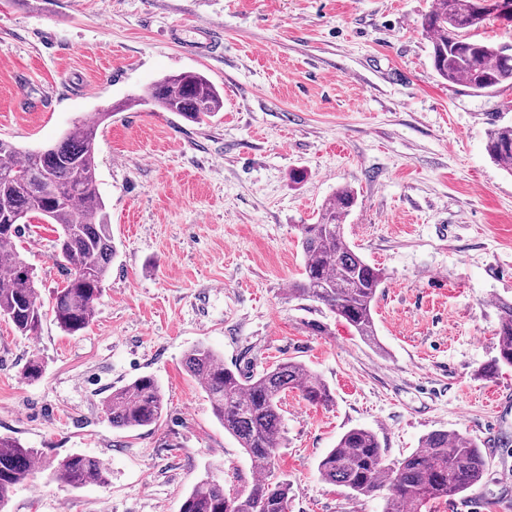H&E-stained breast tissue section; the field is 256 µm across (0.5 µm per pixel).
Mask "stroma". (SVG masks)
Segmentation results:
<instances>
[{
    "instance_id": "35a3bbf8",
    "label": "stroma",
    "mask_w": 512,
    "mask_h": 512,
    "mask_svg": "<svg viewBox=\"0 0 512 512\" xmlns=\"http://www.w3.org/2000/svg\"><path fill=\"white\" fill-rule=\"evenodd\" d=\"M433 0H0V138L57 139L97 112L99 191L117 255L90 327L53 317L19 335L0 317V434L56 460L100 459L103 485L40 478L6 512H178L206 475L246 485L253 466L212 414L184 358L197 344L257 374L304 364L333 401L284 400L274 475L289 512H382L321 480L320 458L352 428L396 461L435 430L485 450L481 483L431 512H512V369L497 354V304L512 302V175L485 150L512 123V86L477 94L439 77L422 22ZM218 23L221 55L170 43V27ZM205 75L224 108L197 125L141 102L157 80ZM355 190L353 249L386 276L375 301L380 347L340 318L289 297L303 224L337 188ZM55 225L32 219L17 247L41 296L60 286ZM44 363L29 383L31 356ZM155 376L154 426H112V389Z\"/></svg>"
}]
</instances>
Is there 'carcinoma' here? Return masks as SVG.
Masks as SVG:
<instances>
[{
    "label": "carcinoma",
    "mask_w": 512,
    "mask_h": 512,
    "mask_svg": "<svg viewBox=\"0 0 512 512\" xmlns=\"http://www.w3.org/2000/svg\"><path fill=\"white\" fill-rule=\"evenodd\" d=\"M483 2L435 0L423 23V29L432 34V61L440 77L463 83L476 93L512 85V43L477 38L487 24H511L512 16L491 15ZM146 101L196 124L224 108L219 89L192 71L160 79ZM110 118V112H97L95 119L37 150H23L0 138V317L23 336L37 334L46 316L33 271L15 244L36 216L57 225L55 260L65 279L53 291L51 313L56 323L63 332L75 335L93 321L117 255L98 189L96 163L98 128ZM486 152L512 173V125L490 131ZM355 201L352 189L341 188L322 207L317 223L300 226L302 279L292 283L288 292L326 306L361 340L375 345L374 303L385 275L346 241L344 221ZM497 308L498 351L482 368L486 379L512 367V303L500 301ZM185 366L206 393L224 432L267 476L233 492L206 476L182 499L179 512H288L291 484L268 476L284 440L282 400L287 391L296 390L311 404L327 405L333 401L329 386L305 365L290 360L246 376L224 366V360L203 344L189 351ZM43 371L42 360L32 357L23 366L22 376L36 382ZM103 408L116 428H144L161 418L164 394L153 376L142 375L114 389ZM486 468L487 456L478 442L446 430L427 434L420 448L391 462L376 434L352 428L318 463L323 481L345 488L354 498L385 493L383 512H426L431 501L476 487ZM41 471L71 488L106 482V469L93 456L75 453L53 463L43 460L39 449L0 435V512L15 488Z\"/></svg>",
    "instance_id": "carcinoma-1"
}]
</instances>
